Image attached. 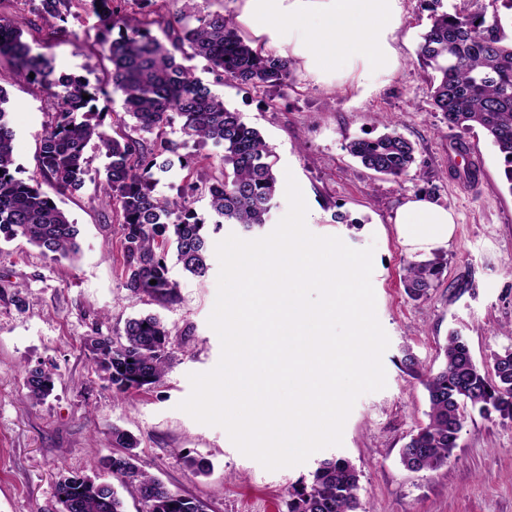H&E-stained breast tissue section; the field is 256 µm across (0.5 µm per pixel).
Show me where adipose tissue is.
I'll return each instance as SVG.
<instances>
[{
	"mask_svg": "<svg viewBox=\"0 0 512 512\" xmlns=\"http://www.w3.org/2000/svg\"><path fill=\"white\" fill-rule=\"evenodd\" d=\"M288 4V43L308 69L356 64L372 75L391 74L397 59L391 37L401 23L400 0H259L258 16L276 15ZM392 222L399 243L413 259L447 245L453 212L423 196H408Z\"/></svg>",
	"mask_w": 512,
	"mask_h": 512,
	"instance_id": "adipose-tissue-1",
	"label": "adipose tissue"
}]
</instances>
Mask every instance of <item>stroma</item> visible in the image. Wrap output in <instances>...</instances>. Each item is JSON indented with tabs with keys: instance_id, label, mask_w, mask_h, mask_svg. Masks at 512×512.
<instances>
[{
	"instance_id": "stroma-1",
	"label": "stroma",
	"mask_w": 512,
	"mask_h": 512,
	"mask_svg": "<svg viewBox=\"0 0 512 512\" xmlns=\"http://www.w3.org/2000/svg\"><path fill=\"white\" fill-rule=\"evenodd\" d=\"M192 10L224 12L273 55L288 58L291 76L280 88L215 81L205 61L193 60L196 77L263 136L276 156L277 173L292 172L318 236H337L354 249L373 248L376 315L389 337L382 357L384 389L358 398L343 429V443L324 448L300 465L274 471L242 454L226 430L195 421L179 410L191 391L189 374L216 366L217 334L208 324L217 296L219 262L210 257L205 277L184 274L168 255L177 297L161 306L125 285L118 218L96 189L95 171L106 159L88 146L90 174L84 187L55 201L80 229V252L54 260L17 238L0 237V512H58L56 483L63 476H95L98 459L112 455L110 431L134 435L140 464L171 491L202 501L206 512H287L288 492L309 479L325 459H348L360 474L358 512H512V420L467 410L458 446L447 466L414 472L400 450L427 421L422 375L437 371L449 334L467 341L474 361L487 367L491 352L512 350V188L502 176L497 149L482 129L448 126L431 97V75L416 51L430 25L418 0H401L402 24L392 46L395 72L366 82L359 70L316 73L288 46V13L257 21L252 0H186ZM0 17L23 31L34 51L49 49L57 71L105 80L109 63L98 45L101 25L73 9L69 31L78 42L47 43V31L31 27L16 0H0ZM15 130L14 156L33 173L38 136L49 120L46 94L0 70ZM395 127L416 147L401 181L375 174L351 157L346 145ZM482 160L477 191L465 188L461 148ZM423 195L451 209L456 231L439 248L446 267L427 298L414 300L401 282L410 257L391 222L407 195ZM21 288L12 302V285ZM152 313L173 330L168 367L147 391L115 395L96 372L87 336H113L125 320ZM411 349L420 378L398 362ZM54 373L52 393L32 402L26 367ZM209 461L198 474L187 457Z\"/></svg>"
}]
</instances>
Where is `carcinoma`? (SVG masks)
<instances>
[{
	"label": "carcinoma",
	"mask_w": 512,
	"mask_h": 512,
	"mask_svg": "<svg viewBox=\"0 0 512 512\" xmlns=\"http://www.w3.org/2000/svg\"><path fill=\"white\" fill-rule=\"evenodd\" d=\"M133 1L146 7L155 0H82L98 15L104 32L100 40L112 64L109 86L91 85L81 76L59 80L54 58L33 51L22 31L0 17V67L45 91L54 112L43 128L35 156L36 173L15 176V133L8 120L7 97L0 87V234L21 237L53 258L78 252L76 224L43 189L63 195L83 188L89 161L85 148L97 143L107 163L98 178V191L117 205L125 257V286L159 303H169L177 283L169 276L166 247L189 274L209 269V241L226 224L250 232L267 223L279 191L275 162L260 132L241 121L224 99L196 78L188 61L201 58L217 80L230 79L253 87L286 84L288 60L244 38L235 22L220 12L197 15L181 9L163 15L156 10L128 13ZM50 34L66 35L73 0H21ZM430 12L431 25L417 49L418 63L438 75L431 92L433 104L448 126L481 127L492 139L512 190V39L505 34L499 13L441 10V0H419ZM161 35H156L152 27ZM117 36H112L113 30ZM34 77H29V74ZM123 96L125 114L134 121V137L122 130L126 122L112 119L111 94ZM89 99H83V96ZM181 119L180 142L165 128L172 115ZM212 143L223 149L216 173L198 183L186 179L175 198L156 192L160 177L182 147ZM347 152L361 164L395 181L415 162L416 145L393 130L377 138L349 142ZM208 199L212 220L198 219L195 198ZM442 259L414 261L404 268L407 295L419 300L440 281ZM156 284H150L151 280ZM172 329L158 316L129 318L115 337L86 339L96 368L117 394L150 389L164 377ZM445 361L424 380L429 401L428 422L401 449L402 465L411 471L448 465L458 448L465 411L499 414L512 419V351L490 354V368L480 369L461 336L452 333L444 348ZM28 397L45 400L54 387V373L41 366L25 370ZM117 452L98 460L96 479L63 477L56 494L66 512H124L115 488L117 480L134 491L145 512H205V504L166 488L140 466L137 442L112 428ZM360 475L345 458L321 461L310 485L297 483L289 492L287 512H357Z\"/></svg>",
	"instance_id": "cac0c4a2"
}]
</instances>
